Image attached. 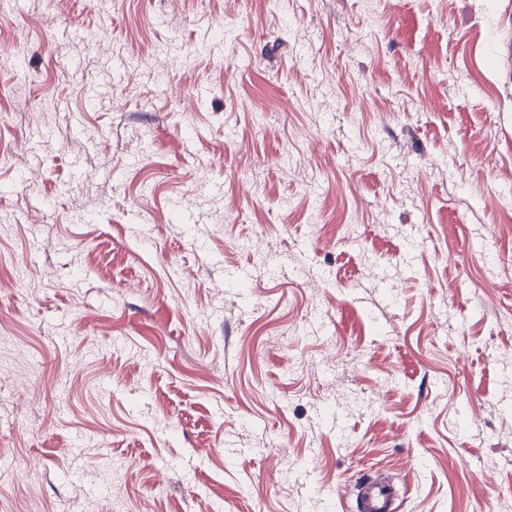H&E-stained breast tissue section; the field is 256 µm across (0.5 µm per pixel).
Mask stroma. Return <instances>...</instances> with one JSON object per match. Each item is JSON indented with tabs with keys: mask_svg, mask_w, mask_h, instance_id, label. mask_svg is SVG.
<instances>
[{
	"mask_svg": "<svg viewBox=\"0 0 512 512\" xmlns=\"http://www.w3.org/2000/svg\"><path fill=\"white\" fill-rule=\"evenodd\" d=\"M0 512H512V0H0ZM356 512H396L400 490L388 478L376 476L364 478L354 486Z\"/></svg>",
	"mask_w": 512,
	"mask_h": 512,
	"instance_id": "obj_1",
	"label": "stroma"
}]
</instances>
